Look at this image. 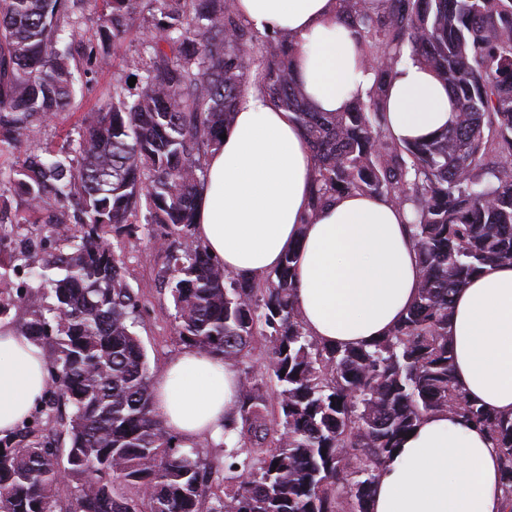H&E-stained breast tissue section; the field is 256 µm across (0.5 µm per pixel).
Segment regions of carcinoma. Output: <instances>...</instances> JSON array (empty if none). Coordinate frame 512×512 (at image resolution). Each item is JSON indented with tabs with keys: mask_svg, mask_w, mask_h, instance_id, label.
<instances>
[{
	"mask_svg": "<svg viewBox=\"0 0 512 512\" xmlns=\"http://www.w3.org/2000/svg\"><path fill=\"white\" fill-rule=\"evenodd\" d=\"M87 2L0 0V233L23 221L82 225L66 250L51 244L57 229L0 265V326L48 349L50 376L39 415L0 436V512H339L343 499L349 512H370L400 439L442 410L489 432L512 507V418L456 388L448 340L453 296L487 268L512 265V0H338L376 74L345 112L313 108L295 78L294 43L258 35L236 0H94L97 23L85 30ZM132 34L125 74L72 147H30L31 128L71 111L83 77L110 69V50ZM406 54L454 105L448 128L416 143L386 132L381 102ZM253 70L303 130L312 211L352 191L411 208L419 291L371 345L308 335L292 255L246 278L195 238L206 157ZM132 224L172 238L168 288L185 346L230 362L257 336L271 350L279 422L267 418L261 388L241 384L222 462L183 447L154 410L134 331L139 300L108 239ZM33 276L51 287L32 290ZM13 309L24 313L11 318Z\"/></svg>",
	"mask_w": 512,
	"mask_h": 512,
	"instance_id": "carcinoma-1",
	"label": "carcinoma"
}]
</instances>
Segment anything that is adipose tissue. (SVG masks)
Here are the masks:
<instances>
[{"label":"adipose tissue","instance_id":"obj_1","mask_svg":"<svg viewBox=\"0 0 512 512\" xmlns=\"http://www.w3.org/2000/svg\"><path fill=\"white\" fill-rule=\"evenodd\" d=\"M260 34H284L297 48L300 87L322 112L344 111L373 86L360 67L356 30L338 19L337 0H236ZM388 130L413 141L444 128L447 89L413 61L399 65L383 100ZM206 160L195 234L225 270L259 277L294 255L295 304L311 336L361 346L382 338L405 315L422 269L410 211L386 198L337 195L311 210L314 161L301 128L250 81ZM448 336L462 392L512 416V266L486 269L454 297ZM42 349L0 330V432L25 420L46 388ZM233 364L187 348L154 384V408L185 443L218 434L237 408ZM502 462L485 431L439 411L425 416L384 464L373 512H507Z\"/></svg>","mask_w":512,"mask_h":512}]
</instances>
